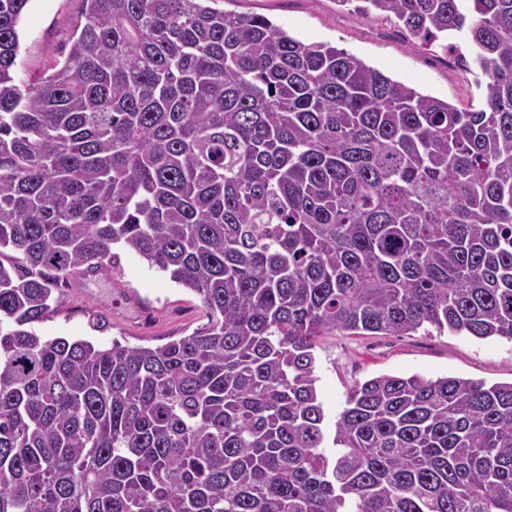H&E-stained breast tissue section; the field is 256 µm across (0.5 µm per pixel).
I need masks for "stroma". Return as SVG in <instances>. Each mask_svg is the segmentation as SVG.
<instances>
[{
    "label": "stroma",
    "mask_w": 512,
    "mask_h": 512,
    "mask_svg": "<svg viewBox=\"0 0 512 512\" xmlns=\"http://www.w3.org/2000/svg\"><path fill=\"white\" fill-rule=\"evenodd\" d=\"M217 6L228 14L263 15L302 42L346 50L393 80L456 107L481 105L486 77L478 65L458 61L437 45L413 46L395 19L364 18L335 0H218ZM83 8V0H30L20 25L17 77H37L60 60ZM56 298L54 312L35 324V331L104 348L116 341L156 347L190 335L207 321L197 295L124 250L116 267L72 277ZM315 356L317 393L331 424L355 383L383 374L512 382V341L432 328L408 336L334 333L318 339Z\"/></svg>",
    "instance_id": "1"
}]
</instances>
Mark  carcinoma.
Instances as JSON below:
<instances>
[{
  "mask_svg": "<svg viewBox=\"0 0 512 512\" xmlns=\"http://www.w3.org/2000/svg\"><path fill=\"white\" fill-rule=\"evenodd\" d=\"M14 67L0 0V512H512V382L381 375L329 432L328 333L512 340V0H360L465 37L484 107L215 0H83ZM120 245L208 322L152 347L34 330Z\"/></svg>",
  "mask_w": 512,
  "mask_h": 512,
  "instance_id": "1",
  "label": "carcinoma"
}]
</instances>
